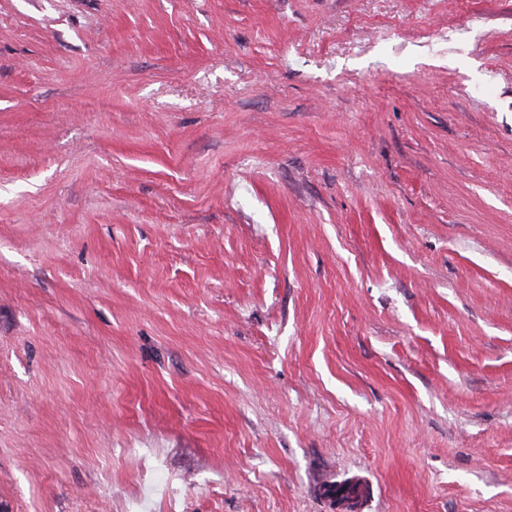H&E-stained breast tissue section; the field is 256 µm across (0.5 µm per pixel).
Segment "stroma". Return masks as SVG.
I'll return each instance as SVG.
<instances>
[{
	"instance_id": "1",
	"label": "stroma",
	"mask_w": 512,
	"mask_h": 512,
	"mask_svg": "<svg viewBox=\"0 0 512 512\" xmlns=\"http://www.w3.org/2000/svg\"><path fill=\"white\" fill-rule=\"evenodd\" d=\"M512 512V0H0V512Z\"/></svg>"
}]
</instances>
